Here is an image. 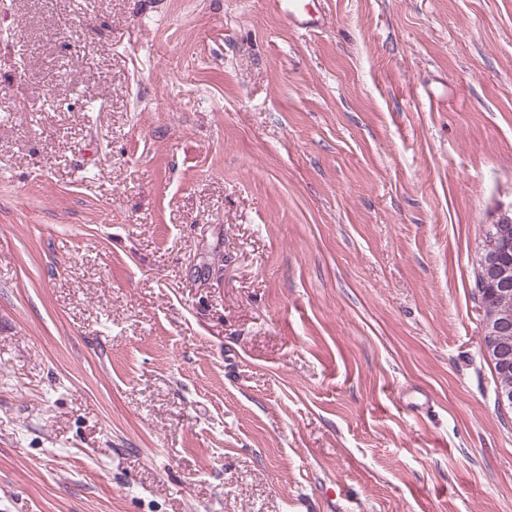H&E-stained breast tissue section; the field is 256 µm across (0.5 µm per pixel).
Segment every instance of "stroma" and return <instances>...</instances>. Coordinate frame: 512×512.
Instances as JSON below:
<instances>
[{
	"mask_svg": "<svg viewBox=\"0 0 512 512\" xmlns=\"http://www.w3.org/2000/svg\"><path fill=\"white\" fill-rule=\"evenodd\" d=\"M309 8L0 0V512H512V0ZM281 11L288 20L302 25H312L314 18L308 9V5L303 0H278ZM500 230L497 227V224H487L481 242L479 244V255L477 262L479 263L483 260L488 261V258L491 259L493 265L497 266H507L512 267V229L508 230V234L506 237H501V242L498 245L497 250L492 253H486L484 247L486 240L490 239L493 236H499ZM487 291L480 296L483 316L485 317L489 308H501L503 310L495 313L494 317L484 328L481 336V346L485 357L490 361L494 355L498 354L495 337L504 329L509 327L512 322V279L509 281L500 280L490 282L486 287ZM511 308V309H508ZM505 346V358L501 361L493 362L497 381H508L512 384V327L507 329L501 336Z\"/></svg>",
	"mask_w": 512,
	"mask_h": 512,
	"instance_id": "obj_1",
	"label": "stroma"
}]
</instances>
